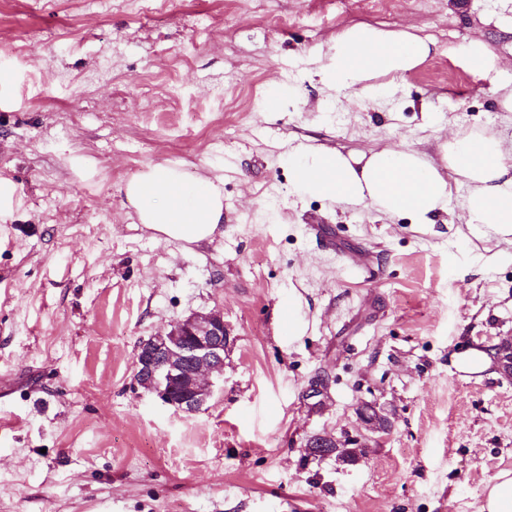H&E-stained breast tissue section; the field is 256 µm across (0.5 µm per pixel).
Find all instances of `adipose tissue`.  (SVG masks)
I'll return each instance as SVG.
<instances>
[{
  "instance_id": "1",
  "label": "adipose tissue",
  "mask_w": 512,
  "mask_h": 512,
  "mask_svg": "<svg viewBox=\"0 0 512 512\" xmlns=\"http://www.w3.org/2000/svg\"><path fill=\"white\" fill-rule=\"evenodd\" d=\"M434 52L413 27L355 23L331 37L313 73L328 89L371 101L402 85ZM288 163L296 198L386 218L403 214L417 226L446 214L475 239L512 247V143L495 130L455 128L432 153L407 143L356 152L301 143ZM124 192L137 201L140 224L171 240L202 243L224 222L220 186L205 176L187 179L176 164L131 179Z\"/></svg>"
}]
</instances>
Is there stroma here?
I'll return each mask as SVG.
<instances>
[{
	"instance_id": "stroma-1",
	"label": "stroma",
	"mask_w": 512,
	"mask_h": 512,
	"mask_svg": "<svg viewBox=\"0 0 512 512\" xmlns=\"http://www.w3.org/2000/svg\"><path fill=\"white\" fill-rule=\"evenodd\" d=\"M355 22L436 52L377 101L325 90L306 56ZM510 22L512 0H0V512H477L512 470V377L450 359L512 336V256L297 200L287 157L511 141ZM177 162L222 179L210 241L152 238L122 191ZM217 306L233 343L202 411L134 386L142 340ZM368 406L388 430L365 457L306 455L366 438Z\"/></svg>"
}]
</instances>
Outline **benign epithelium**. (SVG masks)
Wrapping results in <instances>:
<instances>
[{"label": "benign epithelium", "mask_w": 512, "mask_h": 512, "mask_svg": "<svg viewBox=\"0 0 512 512\" xmlns=\"http://www.w3.org/2000/svg\"><path fill=\"white\" fill-rule=\"evenodd\" d=\"M231 344L224 310L192 314L139 343L134 381L177 412L197 413L214 395L209 373L223 374ZM497 368L512 377V338L495 345Z\"/></svg>", "instance_id": "benign-epithelium-1"}]
</instances>
